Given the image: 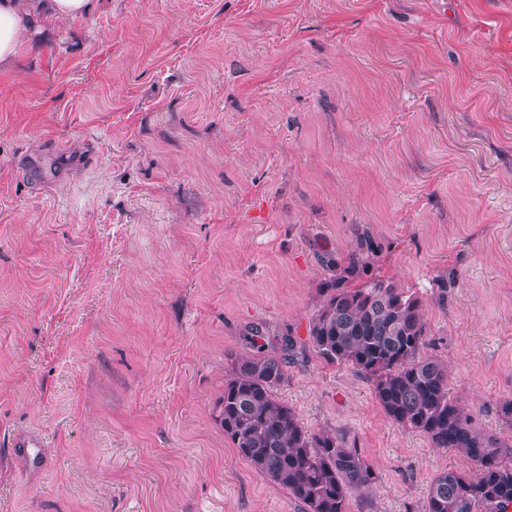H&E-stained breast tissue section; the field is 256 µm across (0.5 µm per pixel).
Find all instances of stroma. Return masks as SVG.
I'll use <instances>...</instances> for the list:
<instances>
[{
  "label": "stroma",
  "mask_w": 512,
  "mask_h": 512,
  "mask_svg": "<svg viewBox=\"0 0 512 512\" xmlns=\"http://www.w3.org/2000/svg\"><path fill=\"white\" fill-rule=\"evenodd\" d=\"M0 69V512H302L215 420L229 358L297 343L279 397L423 512L469 468L305 345L357 235L426 354L512 438V0H91ZM42 446L19 454L17 435Z\"/></svg>",
  "instance_id": "obj_1"
}]
</instances>
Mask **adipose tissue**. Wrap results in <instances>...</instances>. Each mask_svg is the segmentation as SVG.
I'll list each match as a JSON object with an SVG mask.
<instances>
[{
    "label": "adipose tissue",
    "instance_id": "ef3b65f1",
    "mask_svg": "<svg viewBox=\"0 0 512 512\" xmlns=\"http://www.w3.org/2000/svg\"><path fill=\"white\" fill-rule=\"evenodd\" d=\"M89 9V0H0V67L9 66L16 59L37 12L74 19Z\"/></svg>",
    "mask_w": 512,
    "mask_h": 512
}]
</instances>
